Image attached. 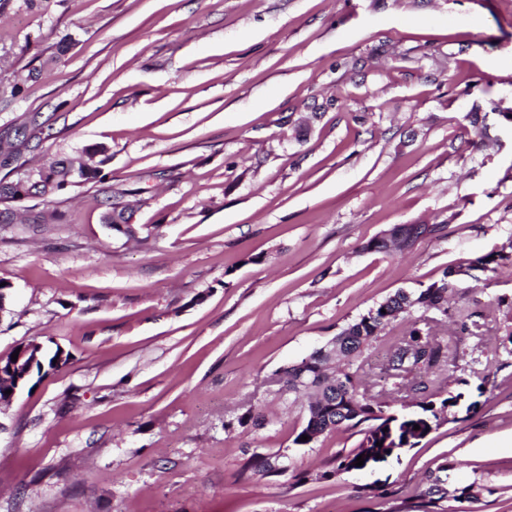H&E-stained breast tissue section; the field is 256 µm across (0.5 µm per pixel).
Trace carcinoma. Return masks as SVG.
Returning a JSON list of instances; mask_svg holds the SVG:
<instances>
[{
	"instance_id": "cac0c4a2",
	"label": "carcinoma",
	"mask_w": 512,
	"mask_h": 512,
	"mask_svg": "<svg viewBox=\"0 0 512 512\" xmlns=\"http://www.w3.org/2000/svg\"><path fill=\"white\" fill-rule=\"evenodd\" d=\"M52 130L48 120L39 113H24L11 128L0 135V168L5 174L0 177V224H12L17 217L14 204L33 195L58 194L66 189L103 178L101 166L106 162L103 155L107 148L97 146L88 150L102 159L92 167H74L67 156L55 155L34 160L46 132ZM103 223L112 230L129 238L136 237V230L129 224L127 209L118 200L108 196L104 201ZM62 214L55 209H29L21 223L41 226L57 224ZM439 231L435 225L411 224L409 237L397 249H409L423 236ZM456 269L450 267L442 278L425 289H398L367 313L348 322L334 336L336 349H316L299 363L279 372L281 387L278 393L288 405L294 404L299 395L311 391L313 399L306 408V423L293 443L308 447L324 434L341 429H350L367 424L358 447L337 458L336 469L324 472L320 478L328 480L340 471H364L374 463L384 462L397 456L407 448L416 447L424 438L443 423L449 421L458 396L442 397L439 389L428 391L423 398H411L401 403L398 411L390 410L386 401L366 397L360 391L362 378L361 358L380 333L393 323L417 309L433 310L449 318L448 292L455 288ZM448 347L432 336L430 331L418 327V321L409 322V328L392 346L383 368L387 392L401 393L404 389L415 393L427 391V386L403 385L402 374L427 372L447 358ZM419 429H414V425ZM308 440H301L302 436ZM364 464L356 465L357 457ZM247 468L262 478L281 476L288 472L284 456L280 454L257 457ZM440 477L429 479V486L420 493L426 506L434 508L445 498L446 491L439 486Z\"/></svg>"
}]
</instances>
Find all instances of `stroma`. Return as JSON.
<instances>
[{
    "label": "stroma",
    "mask_w": 512,
    "mask_h": 512,
    "mask_svg": "<svg viewBox=\"0 0 512 512\" xmlns=\"http://www.w3.org/2000/svg\"><path fill=\"white\" fill-rule=\"evenodd\" d=\"M14 82L0 132L53 114L42 155L110 158L103 181L38 199L62 223L0 224V357L34 340L65 358L0 410V512H417L437 470L478 491L469 512H512V265L458 281L462 342L432 325L455 420L367 474L320 479L362 434L297 447L306 412L273 383L512 238V0H0ZM474 104L492 145L473 143ZM120 189L133 240L102 222ZM416 222L441 230L364 251ZM271 453L286 475H243Z\"/></svg>",
    "instance_id": "1"
}]
</instances>
